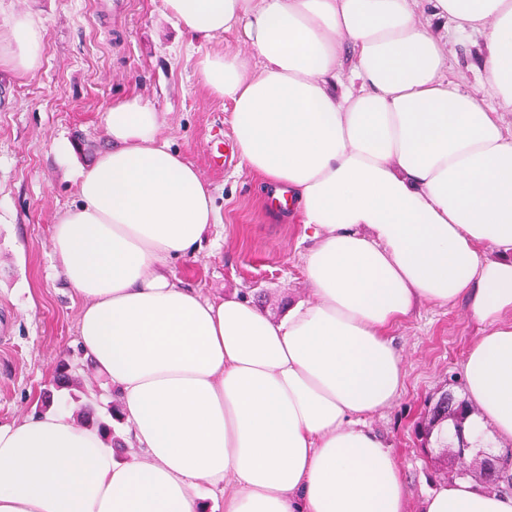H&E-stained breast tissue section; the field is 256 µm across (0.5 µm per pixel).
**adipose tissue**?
<instances>
[{
    "label": "adipose tissue",
    "instance_id": "obj_1",
    "mask_svg": "<svg viewBox=\"0 0 512 512\" xmlns=\"http://www.w3.org/2000/svg\"><path fill=\"white\" fill-rule=\"evenodd\" d=\"M479 34L490 97L448 80V50L416 0H163L190 40L235 35L202 73L231 107L242 163L294 201L313 246V297L281 319L177 285L173 263L216 212L196 168L142 99L112 104V147L79 169L52 228L83 306L82 349L120 398L146 460L52 408L0 424V512H407L399 464L366 418L401 394L391 328L422 303L468 299L474 448L512 443V0H425ZM41 31H0V68L29 72ZM355 64L339 87L344 47ZM423 512H512L458 476Z\"/></svg>",
    "mask_w": 512,
    "mask_h": 512
}]
</instances>
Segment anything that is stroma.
I'll list each match as a JSON object with an SVG mask.
<instances>
[{
    "instance_id": "obj_1",
    "label": "stroma",
    "mask_w": 512,
    "mask_h": 512,
    "mask_svg": "<svg viewBox=\"0 0 512 512\" xmlns=\"http://www.w3.org/2000/svg\"><path fill=\"white\" fill-rule=\"evenodd\" d=\"M19 13L41 27L42 46L39 69L0 70V423L43 411L47 391L106 421L117 395L78 344L82 301L54 267L51 232L78 201L75 169L111 145L104 117L114 101L136 95L153 105L160 138L213 192L217 222L174 264L177 284L213 298L241 294L278 319L312 296L308 244L297 215L271 208L262 178L238 154L222 170L210 167V139L234 140L231 108L205 83L198 61L206 45L180 34L162 0H0V26ZM427 24L448 44L449 79L489 96L482 41L433 18ZM476 334L463 301L423 306L393 332L405 388L368 424L400 466L408 512H421L428 493L464 470L455 446L421 435L420 424L441 393L466 402L464 357ZM64 365L74 383L60 389L54 376ZM464 471L485 484L479 465Z\"/></svg>"
}]
</instances>
